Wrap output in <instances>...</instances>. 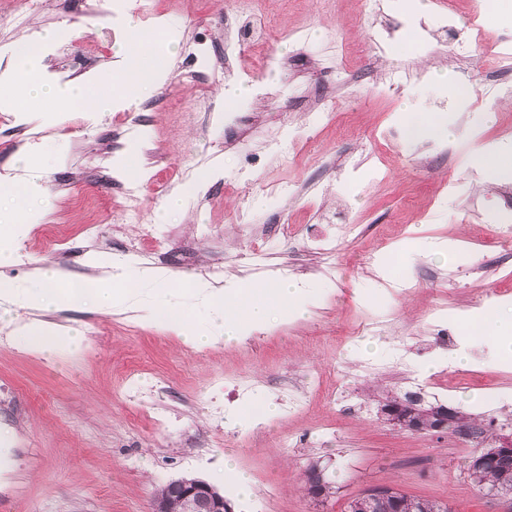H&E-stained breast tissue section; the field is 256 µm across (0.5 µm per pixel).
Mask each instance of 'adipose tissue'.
Returning <instances> with one entry per match:
<instances>
[{
    "instance_id": "adipose-tissue-1",
    "label": "adipose tissue",
    "mask_w": 512,
    "mask_h": 512,
    "mask_svg": "<svg viewBox=\"0 0 512 512\" xmlns=\"http://www.w3.org/2000/svg\"><path fill=\"white\" fill-rule=\"evenodd\" d=\"M54 39V31L47 30L16 42L13 49L16 66L0 75V99L9 101L20 112L27 111L29 105H39L41 112L49 116L67 109L73 102L84 103L89 113L102 111L104 104L94 95L96 76L65 83L47 79L42 58ZM159 44V39L131 28L126 45L120 50L119 76L139 91L149 89L153 82L152 59ZM87 264L98 275L82 284L72 283L53 267L40 269L25 286L0 279V312L9 314L24 309L29 313L28 318L17 319L13 324L15 341L23 350L48 357L77 347L78 336L42 320L41 315L79 306L87 299L106 313H142L147 322L172 328L195 345L213 339L229 342L249 335L257 327L268 325L276 311L286 318H299L307 311V289L290 282L270 288L258 283L217 286L198 280L189 293L205 314L199 322L177 303L180 290L172 275L105 253L91 254Z\"/></svg>"
}]
</instances>
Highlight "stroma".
<instances>
[{
  "label": "stroma",
  "instance_id": "35a3bbf8",
  "mask_svg": "<svg viewBox=\"0 0 512 512\" xmlns=\"http://www.w3.org/2000/svg\"><path fill=\"white\" fill-rule=\"evenodd\" d=\"M91 0H0V64L11 60L10 47L41 29L57 38L44 63L50 78L66 80L88 73L101 84L118 85L108 67L114 46L129 27L148 33L166 22L175 53L169 67L156 71L151 91L132 106L88 116L66 110L44 122L22 116L0 101V176L14 174L16 153L27 147L46 155L48 166L34 213L11 238L14 264L0 267V278L27 284L42 263L56 265L68 277L86 279L91 252L116 254L123 242L141 239L140 224L163 238L188 244L181 260L169 254L144 259L184 282L210 278L212 266L224 279L240 277L258 283L278 281L277 267L293 266L295 280L308 286V316L281 319L240 342L197 347L173 330L123 315H108L85 305L52 313L55 322L79 329L84 340L76 351L64 350L45 360L0 340V431L8 435V454L0 467V512H147L155 489L188 475L219 487L234 512H348V504L373 484L448 503L452 512H512L506 499L487 495L466 474L476 447L462 446L453 433H416L390 425L378 415L384 402L407 391L398 370L363 376L365 364L383 365L395 337L386 328L373 335L363 351L358 332L362 320L393 321L405 330L404 343L422 369V405L457 407L476 417L490 433L512 431V414L487 401L491 384L512 388V360L501 361L489 339L467 336L464 319L478 310L512 307V281L504 297L478 302L490 280L474 279L476 241L491 237L494 227L485 213L498 201L497 182L480 181L475 157L483 143L497 141L512 127V105L485 108L478 99L452 112L451 85L464 73L480 78L512 75V60L500 62V41L512 32V5L501 0L494 12L474 16L471 0H457L452 27L471 35L463 59L448 55L447 35L439 20L438 0H422L415 15L380 0V10L366 11L363 0H266L273 24L270 34L236 58L240 80L263 82L268 98L248 94L219 118L196 111L209 97L224 102V84L197 79V49L211 58L224 55V16L247 27L232 0H154L150 17L130 12L119 22L82 17ZM29 19L14 26L15 15ZM300 30L302 41L292 32ZM344 40L342 58L329 56L324 45L334 34ZM285 62L262 69L263 54ZM342 65L362 91L317 86L315 79ZM406 69L415 76L408 91L392 98L371 93L383 74ZM336 101L335 116L312 130L307 114L322 99ZM156 103L150 126L125 135L131 122ZM445 116L457 147L455 161L432 158L417 143L402 140L377 149L371 135L390 121L405 122L409 113ZM476 113L477 132L468 129ZM279 129L292 161L281 164L266 147L265 132ZM132 153L144 199L140 223L120 217L123 179L114 177L110 158ZM199 166L220 169V176L189 184L182 171ZM473 183L485 210L477 211L466 196L445 194L448 178ZM185 193L181 209L167 202L175 190ZM473 195V196H474ZM249 199L254 224H291L318 233L331 224H363L368 233L336 246L332 267L304 252L300 242L274 245L265 273L252 271L239 256L249 239L235 221L241 199ZM57 226L72 247L69 258L54 254L43 242V225ZM100 225L102 236L90 242L84 227ZM449 241L445 256L424 253L418 240ZM386 261L391 272L411 282L407 293L377 287L378 274L368 255ZM441 310L440 324L429 321ZM449 330L467 356L460 368L443 365L448 349L434 344L436 328ZM144 366L142 384L152 389L142 416L122 392L126 372ZM344 369L343 382L361 412L328 409L319 403L289 412L277 384L284 377L311 386L317 374ZM255 377L251 397L209 390L215 376ZM468 376L467 384L445 392L437 380ZM273 402L276 416L254 425L213 422L214 410L229 411L245 400ZM294 445L281 447L285 436ZM246 473L251 500L235 503V491L222 478L225 458ZM327 466L336 487L334 498L320 505L307 494L305 472L314 461Z\"/></svg>",
  "mask_w": 512,
  "mask_h": 512
}]
</instances>
